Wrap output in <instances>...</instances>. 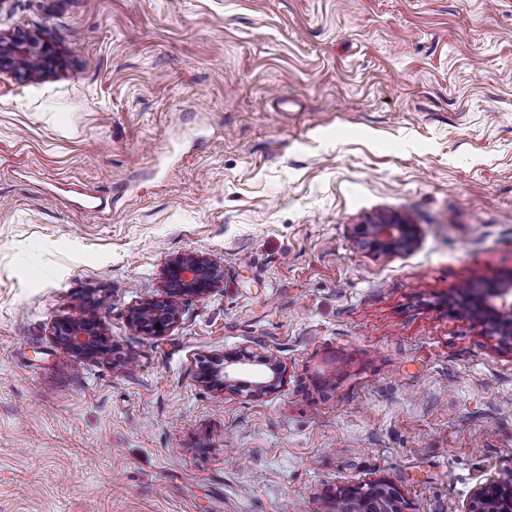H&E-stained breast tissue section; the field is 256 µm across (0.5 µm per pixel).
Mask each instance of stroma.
I'll return each instance as SVG.
<instances>
[{
  "instance_id": "obj_1",
  "label": "stroma",
  "mask_w": 512,
  "mask_h": 512,
  "mask_svg": "<svg viewBox=\"0 0 512 512\" xmlns=\"http://www.w3.org/2000/svg\"><path fill=\"white\" fill-rule=\"evenodd\" d=\"M55 71H0V512H332L512 481V0H0ZM397 213L408 252L361 248ZM224 284L165 336L175 255ZM98 319L109 357L57 344ZM286 369L216 390L203 362ZM163 275L164 295L147 300L129 314V321L147 336H163L176 325L181 297L204 298L219 288L224 267L211 256L187 253L170 259ZM512 293V284L505 288L498 289L492 297L501 300L500 304L490 301L486 297H474L473 307L481 314L484 323L489 324L490 333L500 336L504 341L512 342V302H508L506 297ZM511 313V315H508ZM336 512H405V501L391 481L381 479L367 486H353L340 492Z\"/></svg>"
}]
</instances>
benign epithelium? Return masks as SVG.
Masks as SVG:
<instances>
[{"label":"benign epithelium","instance_id":"7a95c632","mask_svg":"<svg viewBox=\"0 0 512 512\" xmlns=\"http://www.w3.org/2000/svg\"><path fill=\"white\" fill-rule=\"evenodd\" d=\"M57 52L36 36L18 38L0 34V70L10 69L31 78L48 72L55 64ZM355 234L361 245L371 251L391 253L409 251L417 243V225L398 216H383L369 224H358ZM164 295L147 300L134 308L129 321L147 336H163L179 320V300L182 297L204 298L221 286L224 267L215 258L202 254H182L170 259L163 270ZM512 284L497 290L496 304L486 297L473 298L474 309L489 324L490 333L512 342V302L507 295ZM53 336L71 352L83 356L110 354L103 324L98 320H60L52 327ZM264 369L248 382L256 392L270 389L283 379L285 368L268 358L259 360ZM200 379L217 390L234 389L243 384L235 371L223 365L205 367ZM336 512H405V501L391 481L381 479L366 486H353L340 492ZM466 512H512V483L491 481L479 486L468 503Z\"/></svg>","mask_w":512,"mask_h":512}]
</instances>
